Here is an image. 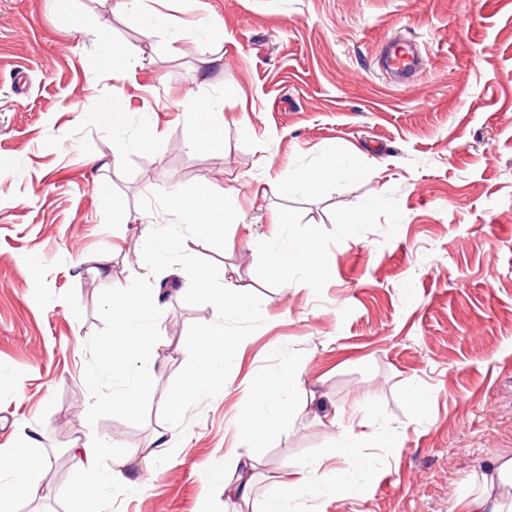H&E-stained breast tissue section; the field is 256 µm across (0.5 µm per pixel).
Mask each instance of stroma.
<instances>
[{
    "label": "stroma",
    "mask_w": 512,
    "mask_h": 512,
    "mask_svg": "<svg viewBox=\"0 0 512 512\" xmlns=\"http://www.w3.org/2000/svg\"><path fill=\"white\" fill-rule=\"evenodd\" d=\"M392 37L426 60L404 86L377 64ZM116 45L135 60L120 75ZM188 96L228 100L221 152L190 148ZM88 97L122 110H79ZM329 155L335 180L275 192ZM195 182L237 217L225 250L185 248L232 270L265 322L154 467L140 453L174 434L160 408L213 307L162 295L140 426L88 425L85 343L100 293L147 272L141 225L161 213L140 200ZM303 239L320 274L270 278V250ZM279 370L289 426L251 444L239 406ZM94 434L148 484L109 491L108 512H262L297 471L313 492L292 512H449L512 456V0H143L138 16L0 0V457L33 438L50 458L16 512H76L72 450ZM228 452L254 461L249 501L207 479Z\"/></svg>",
    "instance_id": "stroma-1"
}]
</instances>
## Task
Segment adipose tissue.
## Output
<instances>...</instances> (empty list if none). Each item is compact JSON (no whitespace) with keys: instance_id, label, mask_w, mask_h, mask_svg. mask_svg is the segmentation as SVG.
Masks as SVG:
<instances>
[{"instance_id":"adipose-tissue-1","label":"adipose tissue","mask_w":512,"mask_h":512,"mask_svg":"<svg viewBox=\"0 0 512 512\" xmlns=\"http://www.w3.org/2000/svg\"><path fill=\"white\" fill-rule=\"evenodd\" d=\"M187 105L196 119L192 147L221 150L219 131L224 125V101L191 97ZM292 406V378L288 373L276 372L254 385L250 397L242 402L235 423L243 435L251 438L280 431ZM81 454V460L75 464L74 480L84 497L103 501L102 487L106 484L145 491L144 482L130 477L128 459L112 457L108 440L82 449ZM107 455L112 458V470L105 474L99 470L98 462ZM47 465L44 449L32 445L15 449L0 466V512H12L13 501L19 493L36 488ZM478 482L476 490L454 503L453 512H512L511 456L501 457L492 467L480 472Z\"/></svg>"}]
</instances>
